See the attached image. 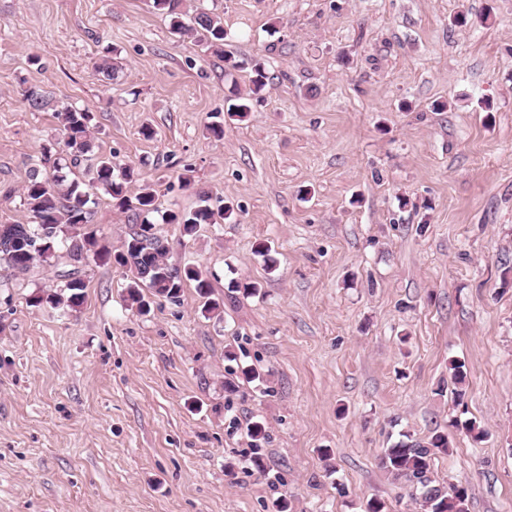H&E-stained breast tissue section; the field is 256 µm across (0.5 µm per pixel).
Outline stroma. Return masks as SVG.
Returning a JSON list of instances; mask_svg holds the SVG:
<instances>
[{"label":"stroma","instance_id":"1","mask_svg":"<svg viewBox=\"0 0 512 512\" xmlns=\"http://www.w3.org/2000/svg\"><path fill=\"white\" fill-rule=\"evenodd\" d=\"M192 6L222 16L241 69L152 0H0V224L25 221L20 190L58 137L23 101L39 87L93 112L95 154L139 173L128 195L152 185L169 264L199 266L223 302L204 312L189 283L140 313L122 269L90 260L66 313L28 304L71 269L65 251L0 269V512H271L282 495L292 512H420L380 457L437 429L438 480L466 485L470 512H512V0ZM254 58L264 99L215 139ZM203 194L233 219L192 237L163 223ZM93 223L116 252L136 218L103 194ZM255 421L267 479L244 460Z\"/></svg>","mask_w":512,"mask_h":512}]
</instances>
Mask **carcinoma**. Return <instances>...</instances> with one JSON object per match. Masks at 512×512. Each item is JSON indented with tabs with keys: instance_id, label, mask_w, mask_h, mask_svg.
<instances>
[{
	"instance_id": "obj_1",
	"label": "carcinoma",
	"mask_w": 512,
	"mask_h": 512,
	"mask_svg": "<svg viewBox=\"0 0 512 512\" xmlns=\"http://www.w3.org/2000/svg\"><path fill=\"white\" fill-rule=\"evenodd\" d=\"M153 7L168 18L174 33L191 37L206 49L224 55L228 70L241 68L231 55L224 52L226 34L219 15L205 11L191 14L187 11L186 0H153ZM250 82L248 93L229 99L228 114L245 117L251 111L252 101L262 96L268 84L262 63L252 65ZM24 100L34 111L50 108L56 112L60 123L61 152L53 155L51 149H43L40 162L49 173L43 174L41 168L35 167L23 186L21 202L29 214L30 223L0 224V263L17 274H25L38 263H50L55 249L64 247L71 261L79 265L90 258L101 263L115 260L129 273L128 299L140 308L145 305L142 289H147L159 300L176 302L186 282L193 281L197 292L205 299V311H219L220 303L210 298L211 285L199 268L186 266L179 269L167 262L168 248L156 231V224L149 219L157 211L153 188L146 185L135 197L127 195L126 183L133 178L132 168H119L111 159H101L94 164L88 183L82 185L68 180V166L77 165L84 156L93 152L92 113L56 104L46 91L36 87L25 91ZM100 192L111 198L112 206L132 210L142 216L138 230L129 235L123 250L115 256L107 247L99 245L98 229L92 220L93 206ZM201 202L202 205L189 213H167L163 216L164 223L179 224L184 234L190 236L200 225L215 224L233 214L231 206L212 208L204 194ZM61 278L56 290H40L31 295V305L63 311L79 307L84 301L86 285L78 275V269L61 275ZM448 369L453 380L451 393L454 402L460 405L466 394L463 388L467 378L466 365L452 359ZM249 436L252 439L250 463L257 473L263 474L266 472L263 445L268 442L269 435L262 423L254 422L249 428ZM449 448L448 435L438 430L425 444L406 434L384 449L381 465L395 480L409 487L422 512H468L467 487L460 483L446 488L433 475L435 455L446 453Z\"/></svg>"
}]
</instances>
